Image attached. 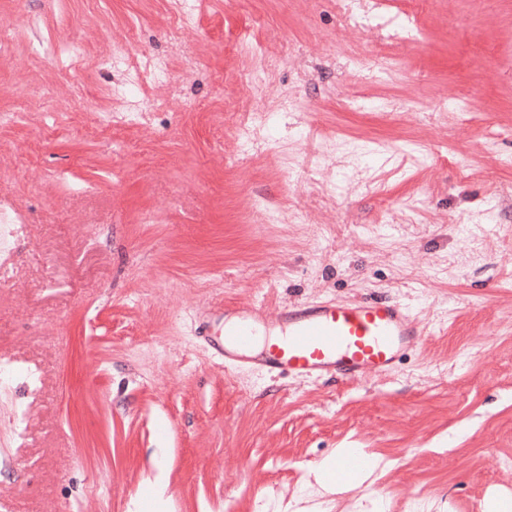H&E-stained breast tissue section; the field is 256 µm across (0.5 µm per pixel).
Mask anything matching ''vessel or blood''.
Segmentation results:
<instances>
[{
    "label": "vessel or blood",
    "mask_w": 512,
    "mask_h": 512,
    "mask_svg": "<svg viewBox=\"0 0 512 512\" xmlns=\"http://www.w3.org/2000/svg\"><path fill=\"white\" fill-rule=\"evenodd\" d=\"M260 310L240 309L225 322V357L242 358L254 349ZM283 334L266 348L269 371L308 377H358L396 366L418 328L399 307L385 301L300 305L280 315Z\"/></svg>",
    "instance_id": "1"
}]
</instances>
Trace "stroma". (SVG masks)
<instances>
[{
	"mask_svg": "<svg viewBox=\"0 0 512 512\" xmlns=\"http://www.w3.org/2000/svg\"><path fill=\"white\" fill-rule=\"evenodd\" d=\"M170 10L0 0V512L511 502L512 0ZM118 40L167 64L132 124ZM372 299L422 331L386 372L276 376L211 343L228 306L269 335ZM339 448L372 482L323 492Z\"/></svg>",
	"mask_w": 512,
	"mask_h": 512,
	"instance_id": "obj_1",
	"label": "stroma"
}]
</instances>
